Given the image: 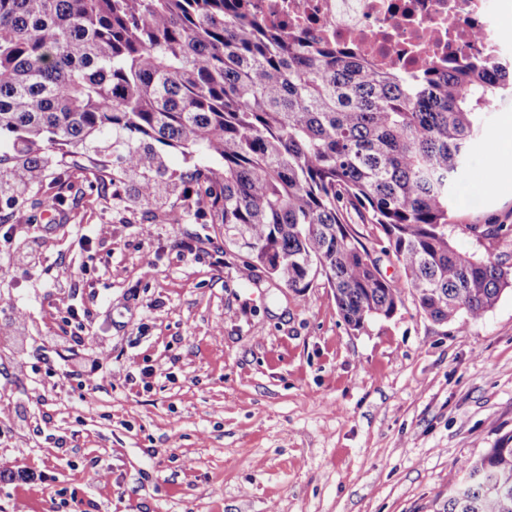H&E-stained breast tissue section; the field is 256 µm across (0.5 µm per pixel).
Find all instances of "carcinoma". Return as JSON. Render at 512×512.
I'll return each mask as SVG.
<instances>
[{
  "mask_svg": "<svg viewBox=\"0 0 512 512\" xmlns=\"http://www.w3.org/2000/svg\"><path fill=\"white\" fill-rule=\"evenodd\" d=\"M234 2L0 0V135L25 155L43 143L99 155L112 136L133 201L219 225L225 246L300 297L323 279L354 331L407 294L436 324L483 318L512 290V263L460 251L453 235L506 243L512 224H456L450 202L482 115L512 95V63L380 71ZM167 148L193 169L171 170ZM2 165L22 187L17 171L45 172L29 157ZM354 214L384 235L400 280ZM435 512H512V436L464 462Z\"/></svg>",
  "mask_w": 512,
  "mask_h": 512,
  "instance_id": "1",
  "label": "carcinoma"
}]
</instances>
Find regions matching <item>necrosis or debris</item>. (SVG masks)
Instances as JSON below:
<instances>
[{
    "label": "necrosis or debris",
    "instance_id": "obj_1",
    "mask_svg": "<svg viewBox=\"0 0 512 512\" xmlns=\"http://www.w3.org/2000/svg\"><path fill=\"white\" fill-rule=\"evenodd\" d=\"M238 10L402 74L448 57L512 54V28L496 0H240Z\"/></svg>",
    "mask_w": 512,
    "mask_h": 512
}]
</instances>
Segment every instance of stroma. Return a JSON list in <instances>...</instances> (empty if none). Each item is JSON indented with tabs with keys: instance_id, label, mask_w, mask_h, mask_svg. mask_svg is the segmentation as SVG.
Listing matches in <instances>:
<instances>
[{
	"instance_id": "obj_1",
	"label": "stroma",
	"mask_w": 512,
	"mask_h": 512,
	"mask_svg": "<svg viewBox=\"0 0 512 512\" xmlns=\"http://www.w3.org/2000/svg\"><path fill=\"white\" fill-rule=\"evenodd\" d=\"M508 117L512 98L495 100L458 223L512 212ZM41 155V183L0 189V319L22 318L0 330V470L40 476L0 483V512H433L451 471L512 436V292L477 321L437 325L408 298L353 331L322 281L297 296L212 225ZM77 297L103 345L88 405L55 354Z\"/></svg>"
}]
</instances>
